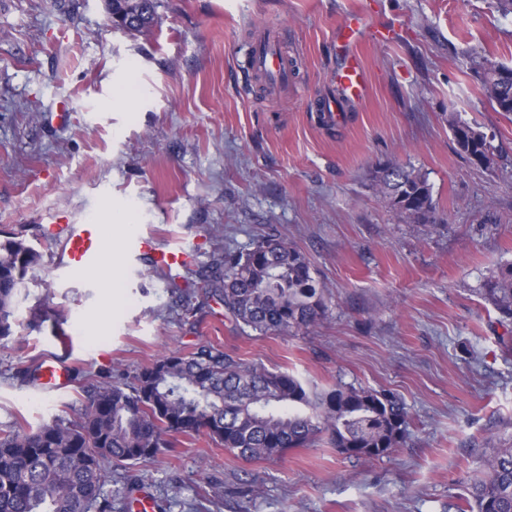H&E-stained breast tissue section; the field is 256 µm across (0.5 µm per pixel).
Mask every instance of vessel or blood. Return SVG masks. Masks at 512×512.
<instances>
[{
	"label": "vessel or blood",
	"instance_id": "obj_1",
	"mask_svg": "<svg viewBox=\"0 0 512 512\" xmlns=\"http://www.w3.org/2000/svg\"><path fill=\"white\" fill-rule=\"evenodd\" d=\"M386 31L374 26L366 14L354 12L336 30V42L342 54V62L336 70V88L340 98L359 101L365 98L368 89V71L358 51V45L369 39L382 41ZM257 70L272 78L275 83H283L288 78L279 56L267 44H260L256 54ZM45 237L59 246L56 262L59 269L71 276L84 275L96 271L107 251V243L100 224H63L52 222L44 225ZM131 258L150 256L153 263L167 273L183 274L190 263L189 252L174 246L157 247L154 236L138 234L130 238L127 245ZM38 384L48 393L66 389L69 384V371L66 364L52 361L42 367Z\"/></svg>",
	"mask_w": 512,
	"mask_h": 512
}]
</instances>
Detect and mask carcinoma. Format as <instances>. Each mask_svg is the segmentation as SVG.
Returning <instances> with one entry per match:
<instances>
[{
  "label": "carcinoma",
  "mask_w": 512,
  "mask_h": 512,
  "mask_svg": "<svg viewBox=\"0 0 512 512\" xmlns=\"http://www.w3.org/2000/svg\"><path fill=\"white\" fill-rule=\"evenodd\" d=\"M137 15L134 30L159 20L160 0H113ZM508 66L481 57L480 87L498 112L512 113V83L500 81ZM448 126L459 149L494 163L495 147L456 114ZM378 193L393 211L431 222L432 187L420 172L397 163L376 167ZM41 254L22 239L0 241V339L14 333L26 272ZM180 296L199 288L224 305L226 317L260 335H296L327 312L324 288L307 257L277 234L244 251L224 252L195 280L170 284ZM484 300L512 322V262L498 267L481 289ZM77 416L54 418L35 431L0 429V512H126L133 468L179 438L206 436L245 460L304 448L327 436L347 458H380L400 447L409 426L394 394L341 381L318 389L293 373L270 371L215 346L171 350L130 382L99 381L81 388ZM484 476L471 484V512H512V442L490 440ZM115 489L109 490L107 486ZM214 489L198 494L195 512H221Z\"/></svg>",
  "instance_id": "cac0c4a2"
}]
</instances>
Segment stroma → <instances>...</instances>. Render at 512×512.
I'll return each mask as SVG.
<instances>
[{"mask_svg": "<svg viewBox=\"0 0 512 512\" xmlns=\"http://www.w3.org/2000/svg\"><path fill=\"white\" fill-rule=\"evenodd\" d=\"M354 11L394 33L362 43L369 93L330 123L336 28ZM158 13L129 33L110 26L104 0H0V233L42 255L0 340V426L74 418L81 386L214 345L322 388L395 393L411 424L377 459L320 440L245 461L207 437L181 439L136 467L138 490L169 512L209 485L222 512H469L490 439L512 435V357L480 293L512 261V114L482 96L471 59L512 66V15L492 0H161ZM265 29L292 69L271 93L251 60ZM452 113L492 138V167L459 150ZM386 162L427 176L435 224L380 199L371 178ZM113 214L198 249L201 268L279 234L308 258L327 314L298 335L242 333L222 304L200 292L181 301L169 274L132 267L118 228V297L109 270H57L44 220ZM49 358L68 364L66 391L17 380Z\"/></svg>", "mask_w": 512, "mask_h": 512, "instance_id": "35a3bbf8", "label": "stroma"}]
</instances>
